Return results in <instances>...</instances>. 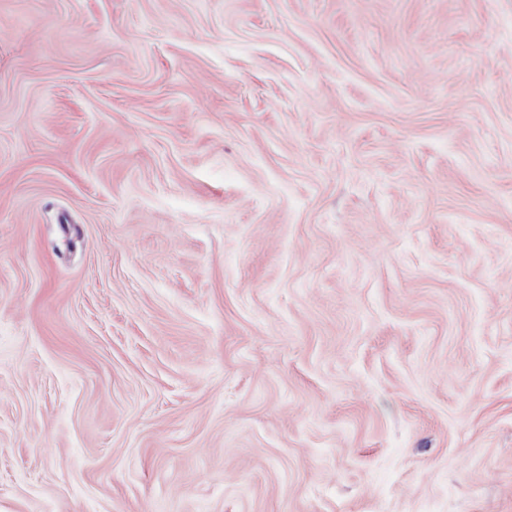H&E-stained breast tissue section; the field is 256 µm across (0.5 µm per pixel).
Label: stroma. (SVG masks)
<instances>
[{
	"label": "stroma",
	"mask_w": 512,
	"mask_h": 512,
	"mask_svg": "<svg viewBox=\"0 0 512 512\" xmlns=\"http://www.w3.org/2000/svg\"><path fill=\"white\" fill-rule=\"evenodd\" d=\"M0 512H512V0H0Z\"/></svg>",
	"instance_id": "1"
}]
</instances>
